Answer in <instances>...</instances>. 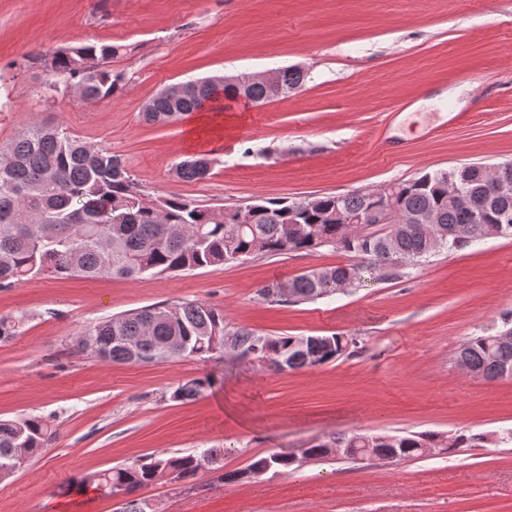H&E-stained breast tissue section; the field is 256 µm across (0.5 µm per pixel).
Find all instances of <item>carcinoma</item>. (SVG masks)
Listing matches in <instances>:
<instances>
[{"instance_id": "obj_1", "label": "carcinoma", "mask_w": 512, "mask_h": 512, "mask_svg": "<svg viewBox=\"0 0 512 512\" xmlns=\"http://www.w3.org/2000/svg\"><path fill=\"white\" fill-rule=\"evenodd\" d=\"M123 46L81 44L53 52L48 90H74L85 102L119 95L125 74L111 61ZM238 74L239 84L224 85L213 77L171 84L157 92L143 112L145 121L169 124L198 110L214 86L233 92L244 89L255 103L286 97L304 81L298 67L277 76L278 94ZM212 160L194 156L176 164L183 180H203ZM482 212V223L448 196V185ZM390 209L409 219L431 216L432 223H405L395 230L364 233L347 220L364 218L384 207L380 190L324 194L307 199H258L247 205L212 208L170 193L152 197L132 179L118 155L94 148L58 124L37 122L0 144V288H12L36 277L96 279L109 275L142 278L244 261L254 254L314 252L332 247L352 254L347 266L315 268L286 283L267 286L260 294L275 302L314 301L347 290L367 273L397 278L402 269L431 254L457 251L477 241L512 237V163L493 169L470 164L425 172L393 183ZM352 339L339 334L267 336L246 327H230L224 315L202 302L150 305L104 319L81 338L77 347L115 364L164 362L180 357L206 358L218 351L286 361L290 370L312 368L341 356ZM469 373L493 380L512 366V338L499 334L474 336L454 354ZM212 381L194 378L170 393L173 401L201 396ZM55 438L42 417L0 420V481L18 471L17 454L32 458ZM483 434L447 437L421 432L405 436L359 434L333 436L303 451L320 460L332 448H373L399 459L419 457L425 448L480 447ZM224 469V450L207 448L182 456L157 453L122 466L89 473L81 482L113 493H126L122 512H147L149 504L136 496L145 486L163 484L171 474L187 482L207 471ZM300 469L294 456H253L245 467L219 476L224 483L259 479Z\"/></svg>"}]
</instances>
